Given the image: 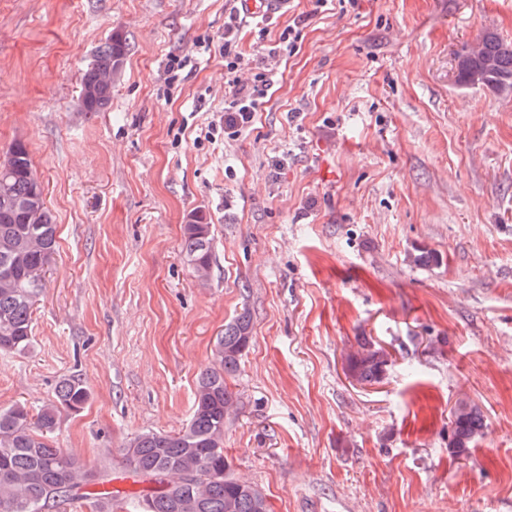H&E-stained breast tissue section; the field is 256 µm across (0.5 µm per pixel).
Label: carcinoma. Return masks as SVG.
<instances>
[{"instance_id": "cac0c4a2", "label": "carcinoma", "mask_w": 512, "mask_h": 512, "mask_svg": "<svg viewBox=\"0 0 512 512\" xmlns=\"http://www.w3.org/2000/svg\"><path fill=\"white\" fill-rule=\"evenodd\" d=\"M127 37L115 33L100 45L85 71L81 86L90 90L80 100L83 112H102L112 99V84L126 56ZM457 82L481 87L500 96L512 95V43L485 32L477 43L457 54ZM32 158L22 142L0 155V352L26 354L33 346V311L42 295L47 266L56 247V224L48 208L34 205ZM193 275L209 279L213 236L206 216L192 214L181 243ZM251 316L244 311L224 325L213 367L197 380L193 409L185 430L176 434L144 432L125 453L126 469L93 472L76 455L52 445V434L64 412H78L90 391L75 377L61 378L52 400L33 413L23 402L0 409V512H64L80 503L89 512H112V499L123 492L106 485L123 477L145 488L130 493L140 512H269L263 492L235 479L224 456V423L237 399L227 378L233 375L251 336ZM347 368L360 383H377L387 371L386 351L362 337L346 353ZM488 435V422L469 398L456 402L451 419L450 455L469 454L474 442Z\"/></svg>"}]
</instances>
